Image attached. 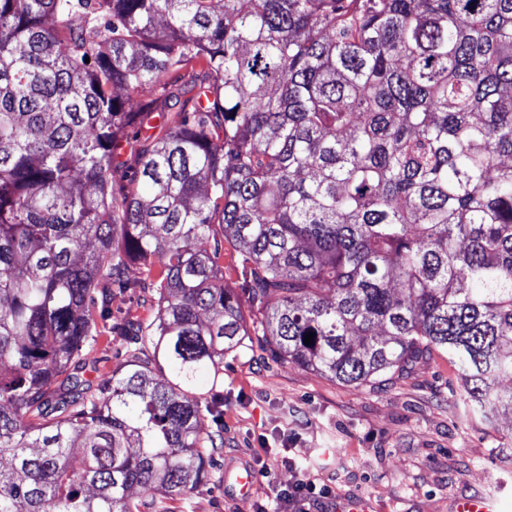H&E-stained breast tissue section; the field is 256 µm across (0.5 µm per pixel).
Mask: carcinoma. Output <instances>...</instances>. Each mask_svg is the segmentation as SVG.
<instances>
[{
  "instance_id": "1",
  "label": "carcinoma",
  "mask_w": 512,
  "mask_h": 512,
  "mask_svg": "<svg viewBox=\"0 0 512 512\" xmlns=\"http://www.w3.org/2000/svg\"><path fill=\"white\" fill-rule=\"evenodd\" d=\"M136 266L157 316L91 379ZM246 306L344 385L438 350L512 408V0H0V512L192 493ZM218 262L224 267V282L231 287L239 288L241 282L242 257L231 239L222 241ZM97 338L86 353L89 366H94L99 373L107 374L117 369L127 358L133 348L131 336H122L116 329H110L108 322H99Z\"/></svg>"
}]
</instances>
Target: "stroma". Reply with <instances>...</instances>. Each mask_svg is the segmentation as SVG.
Wrapping results in <instances>:
<instances>
[{
  "label": "stroma",
  "mask_w": 512,
  "mask_h": 512,
  "mask_svg": "<svg viewBox=\"0 0 512 512\" xmlns=\"http://www.w3.org/2000/svg\"><path fill=\"white\" fill-rule=\"evenodd\" d=\"M131 347L102 322L87 360L107 374ZM458 385L457 370L436 352L406 373L353 388L249 336L224 357L214 385L224 398L219 417L202 420L204 431L223 429L224 448L208 479L188 499L163 501V512H254L259 502L280 512L277 491L301 469L333 491L319 512L350 495L371 497L375 512H451L471 494L512 512V411L485 421L458 401ZM244 466L256 474L247 498L225 479Z\"/></svg>",
  "instance_id": "obj_1"
}]
</instances>
